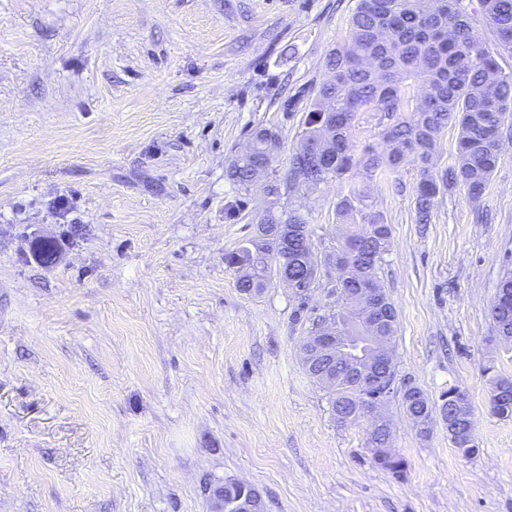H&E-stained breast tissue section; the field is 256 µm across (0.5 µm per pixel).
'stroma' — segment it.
Returning a JSON list of instances; mask_svg holds the SVG:
<instances>
[{
	"instance_id": "obj_1",
	"label": "stroma",
	"mask_w": 512,
	"mask_h": 512,
	"mask_svg": "<svg viewBox=\"0 0 512 512\" xmlns=\"http://www.w3.org/2000/svg\"><path fill=\"white\" fill-rule=\"evenodd\" d=\"M356 4L0 0V512H217L228 479L266 512H512V418L492 413L484 372L512 376L489 315L512 270V138L482 197L448 190L424 226L414 164L403 191L372 184L397 374L434 402L467 392L472 458L442 419L421 435L396 396L394 477L302 367L337 277L344 182L281 199L322 263L307 311L274 278L241 292L224 263L265 203L263 181L226 179L228 160L273 127L286 172L301 115L284 106L326 79ZM39 236L59 244L53 265Z\"/></svg>"
}]
</instances>
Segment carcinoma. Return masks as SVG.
Instances as JSON below:
<instances>
[{"instance_id": "carcinoma-1", "label": "carcinoma", "mask_w": 512, "mask_h": 512, "mask_svg": "<svg viewBox=\"0 0 512 512\" xmlns=\"http://www.w3.org/2000/svg\"><path fill=\"white\" fill-rule=\"evenodd\" d=\"M484 16L494 33L487 43L468 20L460 0H358L348 19L345 38L326 56L329 77L309 90L304 108L300 143L317 144L313 154L291 153L284 176L272 175L274 192L257 219L259 224H286L291 228L288 252L277 251L270 241L249 238L224 254V263L237 274V287L244 293L261 291L270 277L272 264H288V279L302 278L314 256L311 232L299 209L279 208L281 190L311 188L330 179H343L348 192L336 204V216L346 232L336 246L334 262L349 247L359 249L361 263L344 281L341 300L359 304L353 289L370 285L378 290V301L387 320L377 334L394 342L397 312L378 279V262L388 251L391 227L375 210L368 182L380 175L401 185L405 164L419 166L414 186L416 222L430 223L438 196L461 186L478 200L498 163L502 127L512 121V74L502 73L498 57L512 53V0H482ZM375 112L382 137L390 150L367 147L353 152L350 144L358 115ZM459 127L454 165L435 170L437 135L450 126ZM280 139L273 128L257 127L228 163L226 178L239 188L253 182V167ZM36 253L44 264L56 261L54 241L38 242ZM497 335L512 339V306L491 311ZM336 383L327 387L334 415L347 399L352 380L344 365L330 369ZM506 398L492 403V412L512 417V379L493 377V390ZM448 394L436 405L425 396L402 400L405 412L432 420L434 410L448 419ZM400 478L406 460L397 455L376 462Z\"/></svg>"}]
</instances>
